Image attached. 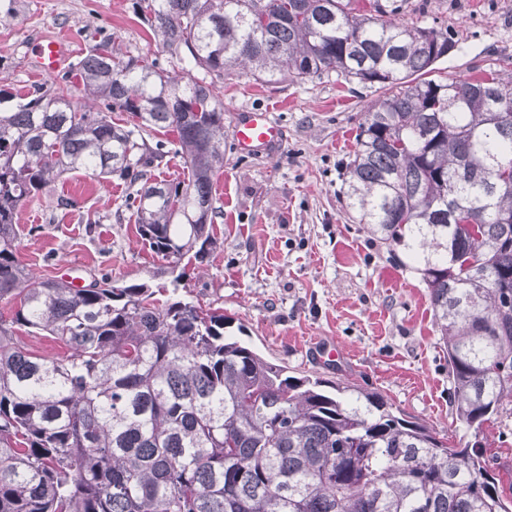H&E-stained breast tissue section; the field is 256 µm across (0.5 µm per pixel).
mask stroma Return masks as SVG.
Here are the masks:
<instances>
[{
	"instance_id": "35a3bbf8",
	"label": "stroma",
	"mask_w": 512,
	"mask_h": 512,
	"mask_svg": "<svg viewBox=\"0 0 512 512\" xmlns=\"http://www.w3.org/2000/svg\"><path fill=\"white\" fill-rule=\"evenodd\" d=\"M133 0H13V17L0 25V67L11 88L36 82L30 70L36 36L67 31L77 56L97 29L117 47L161 54L150 27L132 11ZM407 19L438 21L458 40L437 65V77L463 78L512 64V0H402ZM224 126L237 112L269 109L284 128L275 150L240 154L224 138V167L213 181L214 233L210 258L187 268L188 294L223 308L244 325L268 360L298 375L344 376L381 393L409 417L466 436L453 423L448 364L439 345L428 290L419 274L389 254L346 206L345 165L356 149L375 89L343 76L260 83L241 70L220 86ZM64 190L79 202L61 210L51 194L18 215V257L34 275L60 276L65 263L81 264L84 281L101 274L157 287L169 283L168 263L142 249L136 226L118 206L128 193L80 170L66 174ZM97 221L87 232V218ZM329 340L339 353L319 363L315 344Z\"/></svg>"
}]
</instances>
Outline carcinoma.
<instances>
[{"instance_id":"obj_1","label":"carcinoma","mask_w":512,"mask_h":512,"mask_svg":"<svg viewBox=\"0 0 512 512\" xmlns=\"http://www.w3.org/2000/svg\"><path fill=\"white\" fill-rule=\"evenodd\" d=\"M133 0L165 68L112 36L47 83L0 88V512H512L486 463L512 418V78L438 80L448 29L394 0ZM333 73L381 95L346 164L347 206L429 290L451 410L448 438L346 380L288 374L224 335V310L179 294L181 260L216 248L213 177L224 167L217 83ZM76 88L82 101L67 92ZM183 181L152 180L169 153ZM88 169L135 189L124 206L168 261L172 296L106 275L75 288L18 259L21 206ZM476 224L462 234L457 224ZM478 255L483 263L465 268ZM51 336L61 359L21 335Z\"/></svg>"}]
</instances>
